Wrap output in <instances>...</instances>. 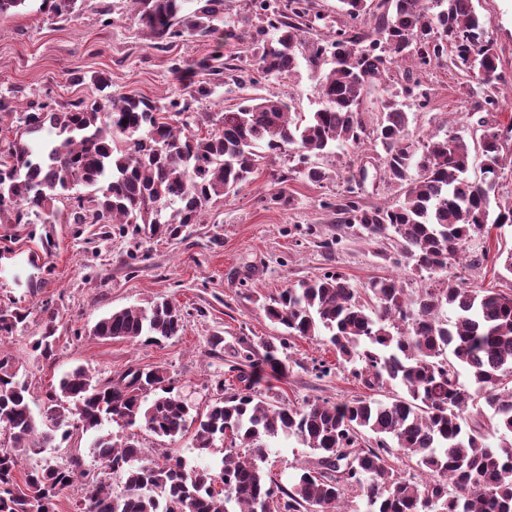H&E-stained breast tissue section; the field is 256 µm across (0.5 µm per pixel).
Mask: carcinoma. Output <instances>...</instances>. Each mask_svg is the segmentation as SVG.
I'll list each match as a JSON object with an SVG mask.
<instances>
[{"mask_svg":"<svg viewBox=\"0 0 512 512\" xmlns=\"http://www.w3.org/2000/svg\"><path fill=\"white\" fill-rule=\"evenodd\" d=\"M127 1L157 50L189 36L207 38L224 18V0H194L188 13L183 0ZM77 2L42 0L58 22L71 19ZM339 2L342 25L325 40H307L309 16L320 18L311 14V0H251L260 20L249 35L252 63L218 54L192 66L175 57L170 71L176 79L197 76L186 96L162 102L114 94L107 79L97 77L94 96L63 112L48 94L21 107L18 90L0 91V120H16L14 139L0 144V223L111 224L122 236L145 225L174 237L200 223L210 204L250 183L263 159L291 153L293 172L320 185L329 173L315 159L347 144H379L383 180L397 199L365 206L361 169L347 179L342 200L322 208L335 210L338 223L366 241L393 242L394 251L382 249L379 257L412 264L425 284L411 296L388 276L361 292L342 274L326 272L283 289L263 310L290 337H323L365 388L387 389L389 396L317 399L299 407L272 401L253 379L266 367L286 371L281 350L264 343L260 353L243 341L230 366L240 386L204 411L172 394L160 368H131L102 382L77 367L49 387L36 413L20 366L0 353V431L11 440L0 443V512H55L60 494L86 475L82 458L22 473L19 457L37 456L76 431L97 432L95 455L123 482L119 494L100 481L91 485L78 512H345V498L356 491L367 512H512V293L465 287L454 275L433 280L461 261L473 239L512 224V196L500 184L507 138L496 120L478 119L481 176L473 179L464 137H414L398 95L379 100L371 122L362 109L368 90L389 79L395 63L410 64L401 94L426 107L420 76L446 58L464 73H483L485 109L502 108L500 58L486 39L488 20L473 0ZM369 14L371 40L362 29ZM301 59L331 65L319 82L320 106L308 117L275 96L245 100L228 112L197 107L224 75L240 84L285 78ZM47 126L55 137L32 144ZM288 180V172L277 174L279 188L269 203H290ZM78 185L88 192L71 193ZM62 198L69 208L61 220L56 202ZM487 260L512 273V249L486 251L477 263ZM446 308L453 317L443 316ZM26 318L21 308L1 309L0 340ZM183 331L181 309L163 300L116 310L95 323L93 335L157 342ZM53 336L50 318L32 342L45 360L54 356ZM463 370L468 386L460 382ZM477 399L491 412L484 423L469 414ZM106 419L170 440L192 428L196 449L222 453L221 465L189 469L169 456L159 463L133 436L120 442L102 433ZM292 436L319 457L286 488L266 479L261 463L268 441ZM399 456L415 461L422 480L391 467L389 460Z\"/></svg>","mask_w":512,"mask_h":512,"instance_id":"obj_1","label":"carcinoma"}]
</instances>
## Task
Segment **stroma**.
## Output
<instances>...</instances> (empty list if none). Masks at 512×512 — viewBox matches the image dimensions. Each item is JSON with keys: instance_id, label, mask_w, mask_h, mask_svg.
Here are the masks:
<instances>
[{"instance_id": "1", "label": "stroma", "mask_w": 512, "mask_h": 512, "mask_svg": "<svg viewBox=\"0 0 512 512\" xmlns=\"http://www.w3.org/2000/svg\"><path fill=\"white\" fill-rule=\"evenodd\" d=\"M112 2L78 0L71 20L59 24L41 11V0H29L25 10L1 22L0 90L14 87L29 97L47 93L64 105L90 98L88 78L100 75L115 92L158 99L183 88L170 72L171 56L190 63L216 51L246 57L247 34L257 26L248 0H224V22L211 37L179 42L167 53L153 48L150 31L134 12L102 26L100 12ZM474 4L489 20L487 37L500 56L501 86L510 89L512 0ZM318 74V68L304 64L286 79L245 87L230 83L218 87L203 106L221 112L245 98L274 95L294 111L307 113L316 107ZM422 82L429 104L410 106L413 133L421 138L438 131L471 137L477 105L483 100L477 82L447 61L430 69ZM379 155L370 144L358 153L347 146L337 148L335 156L322 161L330 180L319 186L290 179L291 203L285 207L265 201L282 164L263 163L249 186L213 204L202 223L184 227L176 237L147 232L123 237L108 224H0V308L15 302L29 311L26 322L0 347L23 363L33 403L41 404L49 385L78 366L102 379L130 368H160L175 394L203 408L222 396L224 387L235 386L229 358L243 339L282 348L287 373L258 383L271 399L300 405L366 395L350 365L339 363L332 349L317 340L286 336L261 306L282 288L327 271L341 273L359 289L381 276L398 278L410 293L419 288L420 279L410 265L385 262L378 256V245L341 234L334 212L320 207L322 200L342 196L346 178L361 164L368 174L364 205L395 200V191L376 174ZM338 235L343 241L337 252L320 248V241ZM46 238L53 243L48 251L42 245ZM500 248H512V226H504L495 237L470 242L467 260L452 266V274L475 288L512 289V274L478 261L482 250ZM163 298L181 307L183 335L158 344L93 335L95 323L112 311L147 308ZM49 318L56 343L54 358L46 361L36 357L31 344ZM321 363L330 369L323 377L314 372ZM137 438L143 448L162 449L192 466L212 461L211 456L198 455L188 435L172 441L141 429ZM91 440V435L78 434L61 447L45 449L43 456L62 464L80 455L90 476L104 479L112 491L121 490V479L108 474L90 454ZM315 459L297 438L274 440L268 444L264 469L285 486L296 468L312 465Z\"/></svg>"}]
</instances>
